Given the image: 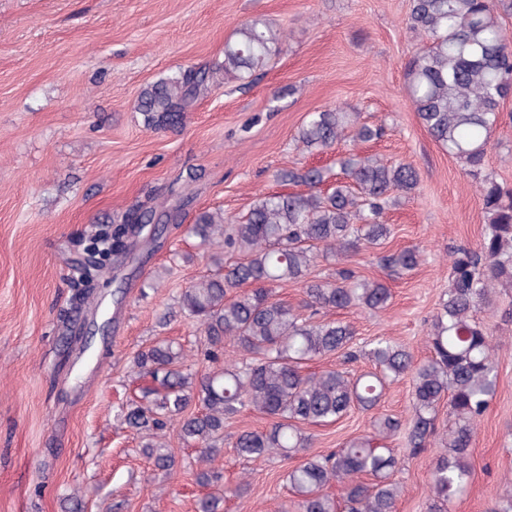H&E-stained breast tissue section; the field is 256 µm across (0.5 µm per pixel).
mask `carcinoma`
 <instances>
[{"mask_svg": "<svg viewBox=\"0 0 512 512\" xmlns=\"http://www.w3.org/2000/svg\"><path fill=\"white\" fill-rule=\"evenodd\" d=\"M501 5V0H411L407 16L421 37L405 67L407 94L426 132L475 180L486 224L477 249L462 247L449 255L451 285L427 333L432 358L417 362L405 347L379 339L367 350L373 372L357 377L338 368L304 372L316 359L337 353L355 357L353 327L320 318V311L379 310L390 298L384 283L351 268L320 280L311 276L312 267L319 259L342 262L363 248L383 245L391 234L383 215L392 194L414 190L419 176L408 163L353 150L339 156L334 185L325 191L322 169L281 171L278 180L307 191L264 194L235 219L224 217L222 209L205 210L190 227L212 249L209 259L217 270L182 291L180 311L199 323L216 367L200 377L186 371L187 349L174 341H159L135 357L137 372L159 387L147 403L131 404L122 418L154 469L175 465L165 441V429L175 423L183 442L197 450L196 483L211 486L219 478L210 464L223 452L224 424L247 408L270 424L238 434L233 448L239 457H297L312 444L302 425L336 422L356 407L369 411L386 382L408 375L413 382L409 447L419 453L437 439L446 449L431 470L428 512H448L467 487L475 422L497 387L493 338L477 312L493 305L497 288L512 287V187L484 172L492 135L503 121L501 103L512 94V37L499 21ZM281 42V32L260 19L242 24L236 38L224 44V73L250 77L279 53ZM210 78L206 69L180 70L144 89L137 108L145 125L156 130L182 123ZM383 134V126L334 108L309 113L296 142L311 152ZM420 261L415 249L381 256L391 275L412 271ZM288 282L303 285L311 314L275 298L276 288ZM228 341L236 344L235 360L224 359ZM445 398L448 429L440 433L438 412ZM397 428L392 417H377L371 432L289 470L299 512H338L326 492L334 484L343 488L346 512H395L403 487L391 479L398 458L384 440ZM241 490L239 483L221 496L205 495L200 512H223L224 498Z\"/></svg>", "mask_w": 512, "mask_h": 512, "instance_id": "1", "label": "carcinoma"}]
</instances>
